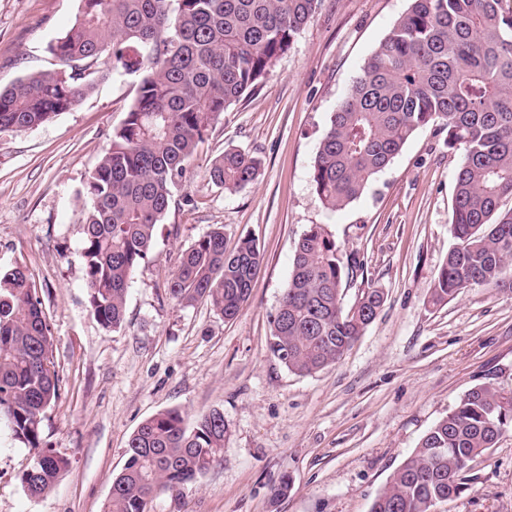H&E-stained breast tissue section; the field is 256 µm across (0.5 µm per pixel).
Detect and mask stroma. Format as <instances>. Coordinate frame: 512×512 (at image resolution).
I'll list each match as a JSON object with an SVG mask.
<instances>
[{"label":"stroma","mask_w":512,"mask_h":512,"mask_svg":"<svg viewBox=\"0 0 512 512\" xmlns=\"http://www.w3.org/2000/svg\"><path fill=\"white\" fill-rule=\"evenodd\" d=\"M407 0H322L262 85L225 112L191 159L145 264L132 276L126 321L107 333L88 304L81 191L135 97V79L108 72L71 110L39 127L0 132V268H27L51 324L59 397L42 442L70 465L54 488L20 484L28 448L0 423V512H105L128 441L169 409L187 422L222 410L216 461L150 512H370L420 438L473 387L512 388V292L475 287L447 303L430 289L454 240L450 218L461 153L419 130L338 211L318 199L311 173L330 116ZM79 0H0V87L50 69V45L73 25ZM236 148L262 160L237 192L209 179ZM313 224L358 268L344 306L383 291L376 319L336 364L308 376L269 350L271 316L294 247ZM234 251L256 240L264 260L231 321L210 304L183 307L164 284L182 251L214 228ZM290 476L285 495L273 491ZM465 489L438 512H512V430L471 463Z\"/></svg>","instance_id":"35a3bbf8"}]
</instances>
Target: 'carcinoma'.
Returning a JSON list of instances; mask_svg holds the SVG:
<instances>
[{
  "label": "carcinoma",
  "instance_id": "1",
  "mask_svg": "<svg viewBox=\"0 0 512 512\" xmlns=\"http://www.w3.org/2000/svg\"><path fill=\"white\" fill-rule=\"evenodd\" d=\"M321 0H80V11L49 51L53 68L0 90V132L36 128L70 110L107 69L136 77L134 102L90 172L83 196L88 303L103 329L126 317L128 282L153 250L186 165L209 126L258 88L293 46ZM446 133L462 152L450 232L455 240L431 288L438 305L474 287L512 291V11L502 0H409L330 117L312 185L331 210L359 198L420 129ZM261 159L227 149L211 182L230 192L252 184ZM263 261L253 239L224 250L216 228L181 254L169 297L206 300L232 320L248 301ZM352 266L321 224L295 245L292 268L272 315L269 349L289 371L312 375L338 362L363 335L384 293L343 307ZM53 340L26 268L0 270V418L33 450L24 491H50L68 459L42 446L45 410L58 396ZM512 429V391H468L422 436L377 494L370 512H430L429 502L464 490L470 462ZM224 413L187 426L167 410L142 422L113 479L107 512H149L161 493L195 481L224 448Z\"/></svg>",
  "mask_w": 512,
  "mask_h": 512
}]
</instances>
